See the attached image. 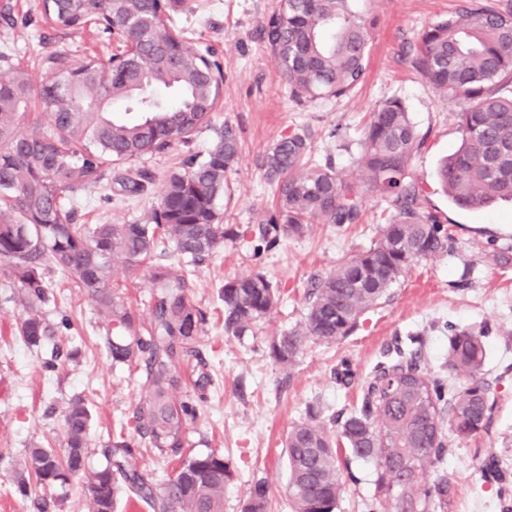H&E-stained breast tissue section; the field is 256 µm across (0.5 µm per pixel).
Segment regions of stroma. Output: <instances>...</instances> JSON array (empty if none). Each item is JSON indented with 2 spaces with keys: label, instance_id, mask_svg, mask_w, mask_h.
<instances>
[{
  "label": "stroma",
  "instance_id": "obj_1",
  "mask_svg": "<svg viewBox=\"0 0 512 512\" xmlns=\"http://www.w3.org/2000/svg\"><path fill=\"white\" fill-rule=\"evenodd\" d=\"M192 3L193 11L176 16L175 26L189 46H212L224 69L223 102L211 127L202 129L191 146L177 143L143 160L155 176L145 194H119L106 179L82 192L73 207L80 224L136 219L157 203L163 175L190 152L209 148L215 129L228 124L240 136L238 161L221 202L230 235L222 250L192 268L193 301L208 314L201 352L212 384L188 431L187 451L223 454L233 472L224 487V512H241L246 491L260 479L268 485L272 512H292L282 448L308 405L319 404L325 422L357 410L363 380L407 338L420 337L426 366L434 371L448 353L449 336L460 329L483 337V377L493 409L485 431L456 442L439 465L457 482L448 512H512V263L495 260L496 253H512V204L469 211L449 202L435 174L440 159L460 143L456 108L405 58L406 46L425 26L446 18L459 0H363L361 8L371 22L367 79L347 96L318 100L292 97L267 47L262 25L277 0ZM105 43L93 27L73 33L52 29L41 18L38 0H0V51L9 50L13 58L25 61L36 52L74 49L101 54ZM391 97L406 103L426 137L411 175L421 188L423 209L448 227V252L415 262L389 299L364 313L347 338L332 346L306 342L295 365L282 368L269 358L268 345L303 323L311 279L368 249L391 206L371 197L361 223L346 229L317 224L306 237L261 248L258 226L276 202L264 157L282 136L303 132L313 160L354 173L368 114ZM257 271L277 284L280 301L245 335H226L218 290L225 279ZM45 278L55 294L45 313L59 327L56 357L50 345L34 347L20 339L17 327L26 315L21 293L0 276V512H35L34 500L45 491L34 486L29 496L20 495V464L29 448L62 443V414L70 400L80 396L91 405L89 446L95 451L117 432L133 435V413L146 394L138 371L113 364L98 346L110 325L95 303L59 270L46 268ZM51 358L56 366L49 370L45 363ZM344 362L354 373L345 386L334 376ZM490 456L497 461L498 476L488 480L480 466ZM349 469L352 477L337 512H362L363 501L373 493V468L353 459Z\"/></svg>",
  "mask_w": 512,
  "mask_h": 512
}]
</instances>
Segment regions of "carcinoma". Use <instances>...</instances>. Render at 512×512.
Listing matches in <instances>:
<instances>
[{"instance_id": "obj_1", "label": "carcinoma", "mask_w": 512, "mask_h": 512, "mask_svg": "<svg viewBox=\"0 0 512 512\" xmlns=\"http://www.w3.org/2000/svg\"><path fill=\"white\" fill-rule=\"evenodd\" d=\"M54 29L94 26L118 35L123 49L107 60L69 51L25 63L0 53V268L21 291L27 315L18 333L29 346L56 331L44 308L55 300L42 268L64 273L84 290L112 325L102 343L114 364L143 368L147 398L134 418L138 437L109 439L86 492L93 512H114L127 490L153 512H224L232 473L224 455L185 452L210 384L202 357L206 315L191 297L193 280L182 266L157 265L150 275L151 319H140L114 289V273L130 275L169 249L195 264L224 248L218 207L236 163L239 140L229 125L204 154L192 153L163 176L158 202L124 224H78L72 206L85 189L117 166L113 181L140 195L153 174L134 166L144 156L190 144L222 97L224 72L206 47L192 48L171 15L186 0H39ZM282 79L298 98L342 97L366 77L369 22L356 0H280L263 25ZM422 78L457 108L461 143L442 162L438 179L456 207L485 210L512 199V0H461L448 17L424 27L406 51ZM44 76L34 85L33 70ZM49 119L45 131L40 116ZM425 145L404 102L389 98L369 112L356 173L345 177L330 163L311 162L307 136L292 133L265 156L277 204L259 227L273 248L302 238L314 224L338 227L361 221L367 198L389 200L372 246L311 282L302 326L272 339L270 358L291 367L310 339L333 345L360 317L385 300L417 259L448 251V227L424 211L410 167ZM224 333L242 336L279 300V288L261 272L224 282ZM194 361L197 392L179 399L183 365ZM482 336H450L441 369L431 374L422 348L396 349L363 382L360 409L332 432L313 408L285 441L288 497L294 512H336L345 491L339 445L375 466L374 491L363 512H448L455 484L445 474L430 484L418 475L441 462L456 440L486 429L492 405L481 377ZM92 410L73 399L63 413L65 446L29 449L18 488L29 483L66 489L88 467ZM176 462L161 484L138 466L143 452ZM241 512H271L268 486L247 490Z\"/></svg>"}]
</instances>
